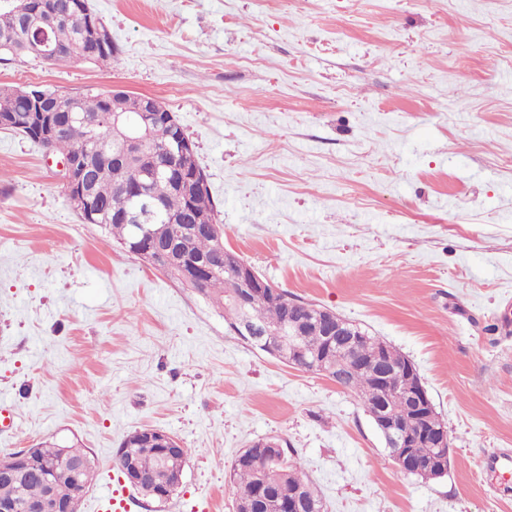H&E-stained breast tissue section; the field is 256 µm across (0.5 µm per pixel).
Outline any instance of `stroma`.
Wrapping results in <instances>:
<instances>
[{
  "mask_svg": "<svg viewBox=\"0 0 512 512\" xmlns=\"http://www.w3.org/2000/svg\"><path fill=\"white\" fill-rule=\"evenodd\" d=\"M117 52L0 62V85L121 88L195 145L224 246L416 366L447 474L400 473L363 404L231 334L221 310L83 223L41 145L0 130V457L97 461L80 512H235L232 465L287 440L327 512H512L481 459L512 449V0H89ZM178 437L167 503L116 469Z\"/></svg>",
  "mask_w": 512,
  "mask_h": 512,
  "instance_id": "1",
  "label": "stroma"
}]
</instances>
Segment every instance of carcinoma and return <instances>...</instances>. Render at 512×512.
Segmentation results:
<instances>
[{"mask_svg": "<svg viewBox=\"0 0 512 512\" xmlns=\"http://www.w3.org/2000/svg\"><path fill=\"white\" fill-rule=\"evenodd\" d=\"M13 4L15 0H0V56L12 60L20 57L39 59L37 36L28 30L27 21L13 14ZM82 19L83 16L77 15L75 19L53 24L50 30L52 41L64 51L62 60H111L116 53L112 41L89 40L80 29ZM27 92L24 87L19 94L12 86L0 87V109L11 113L13 132L33 141L35 137L30 132L32 104ZM109 95L111 92L103 91L69 97L76 118L54 140L42 141L40 145L62 158L84 151L95 158L102 152L111 151L116 136L112 124L102 121L91 126L85 122V118L107 110L106 98ZM167 142L165 134L159 132L153 142L145 145L143 157L124 168L94 174V195L101 213L94 223L102 225L126 252L136 254L130 247L136 233L135 226L121 223L115 217L131 208L129 191L125 186L137 180L146 183L149 197L161 206V213L153 226L160 233H166L171 223L182 222L189 209L211 218L215 221V232L200 231L186 235L177 243V251L188 259L208 260L203 283L196 291L224 310V322L229 332L250 348L286 365L324 375L352 392L366 408L376 404L378 396L371 373L361 368V363L379 353L392 369V375L386 381L388 403L402 417L411 419L407 392L412 381L407 379V374L415 365L391 344L352 322L347 323L346 335L330 339L326 336L323 321L314 314L315 304L302 301L282 288L264 289L246 305L244 313L236 309L232 300L240 291L241 284L235 268L224 262V253L215 249L216 235H224V225L219 223L206 173L199 170L200 178L189 198L176 190L173 177L166 173L151 174L153 164L163 161ZM251 327L260 333L259 337L253 338L244 332ZM348 364L354 371L344 380L336 379V367ZM122 445L128 448L140 471L142 494H147L153 487L180 485L185 461L183 455L161 456L155 444L140 431L126 436ZM412 452L423 465L419 472L423 478L434 476L433 466L449 463L447 448L420 442ZM71 462H79L86 472L96 474L94 459L80 448L56 444L39 446L32 468L20 480L0 481V501H13L22 508L27 502L36 501L52 490L56 497L71 503L72 512H79L82 486L68 479L64 473V468ZM53 471L59 472V479L50 489L42 474ZM229 483L236 500V512H286L282 501L290 496L299 499L302 512H324V504L300 464L288 457L280 463L265 464L240 455L232 466Z\"/></svg>", "mask_w": 512, "mask_h": 512, "instance_id": "obj_1", "label": "carcinoma"}]
</instances>
